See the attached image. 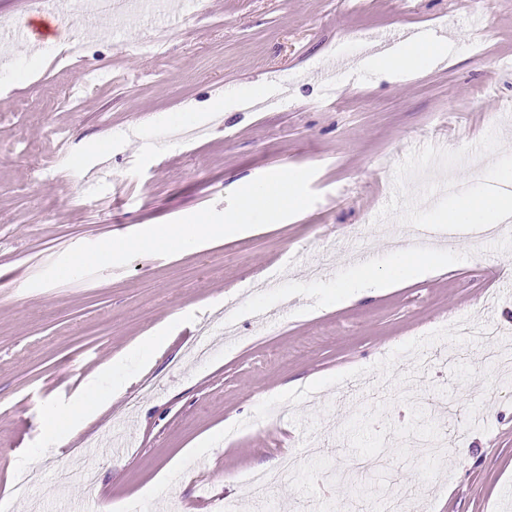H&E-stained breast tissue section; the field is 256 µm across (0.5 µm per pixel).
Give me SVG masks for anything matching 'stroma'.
<instances>
[{"mask_svg": "<svg viewBox=\"0 0 512 512\" xmlns=\"http://www.w3.org/2000/svg\"><path fill=\"white\" fill-rule=\"evenodd\" d=\"M55 2L44 49L0 45V512H93L101 497L109 512H384L368 475L334 474L378 455L412 512H512V373L453 330L494 321L512 350V234L474 237L455 269L375 298L291 296L262 326L238 313L268 277L325 281L354 249L415 245V227L379 216L413 150L491 131L512 149V0H168L167 21L118 15L102 36L90 0ZM378 32L444 37L448 55L379 71ZM60 40L80 58L58 62ZM353 56L340 88L321 80L327 58ZM258 82L280 107L242 110ZM311 166L319 199L291 218L28 286L75 246L224 210L242 181ZM230 317L236 335L192 358L202 326ZM152 335L164 346L138 352ZM427 435L452 453L422 454ZM287 454L297 470L251 500L242 476ZM23 471L41 477L18 485Z\"/></svg>", "mask_w": 512, "mask_h": 512, "instance_id": "35a3bbf8", "label": "stroma"}]
</instances>
